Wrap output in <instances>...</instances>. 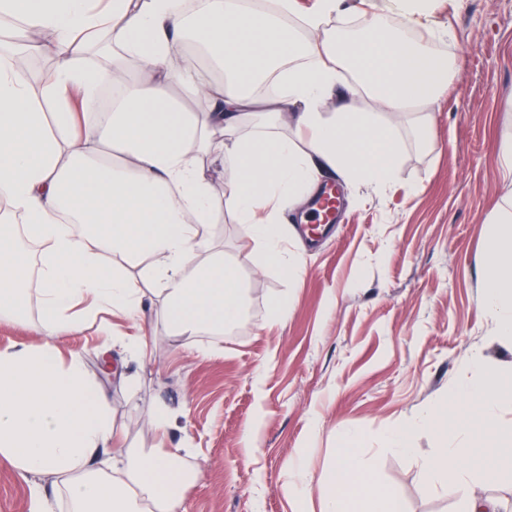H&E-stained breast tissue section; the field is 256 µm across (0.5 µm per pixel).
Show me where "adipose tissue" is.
Listing matches in <instances>:
<instances>
[{"instance_id":"adipose-tissue-1","label":"adipose tissue","mask_w":512,"mask_h":512,"mask_svg":"<svg viewBox=\"0 0 512 512\" xmlns=\"http://www.w3.org/2000/svg\"><path fill=\"white\" fill-rule=\"evenodd\" d=\"M107 13L89 0H0V21L22 22L21 37L53 36L51 75L33 88L16 44L0 41V319L25 305L19 291L38 278L37 346L0 349V457L29 482L30 512H52L42 483L64 492L68 512H177L181 478L175 448L115 447L108 399L80 354L62 355L55 339L107 313L139 318L143 300L124 266L145 260L171 335L223 333L243 312L238 269L206 228L232 216L265 263L288 273L298 256L282 254V212L302 209L324 174L383 190L396 179L400 142L374 112L331 102L344 73L354 72L375 105L427 139L428 107L448 84V66L414 44L406 29L432 0H393L368 25L343 39L327 20L357 13L355 0H318L301 13L281 0L278 14L238 0H201L188 24L174 0H109ZM301 17L298 39L283 16ZM107 30L135 63L108 112H74L70 93L94 103L109 70L82 64L81 35ZM145 34V52L134 49ZM192 38L210 55L178 53ZM311 65L296 64L298 54ZM273 92L259 95V80ZM205 99L195 113L182 96ZM231 162L225 192L209 178ZM482 305L497 335H512V234L484 248ZM469 383L449 401H470L478 423L461 443L422 461L434 485H467L486 475L492 451L512 462V432L491 417L512 400V373L471 365ZM322 512H402L362 457L357 433L343 436L336 463L314 480Z\"/></svg>"}]
</instances>
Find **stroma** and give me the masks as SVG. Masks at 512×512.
<instances>
[{
  "label": "stroma",
  "instance_id": "stroma-1",
  "mask_svg": "<svg viewBox=\"0 0 512 512\" xmlns=\"http://www.w3.org/2000/svg\"><path fill=\"white\" fill-rule=\"evenodd\" d=\"M413 35L448 62L429 141L419 147L398 128L400 168L385 190L340 183L330 233L314 246L288 238L302 255L297 276L262 263L228 216L210 231L245 283L236 327L171 336L154 307L135 321L102 314L56 339L82 355L128 444L181 449L179 512H320L314 491H289L288 462L319 473L348 431L361 435L369 469L404 512H461L470 495L512 512L507 471L462 489L430 484L421 468L441 446L438 427L472 423L467 400L448 404L472 360L512 367V338L496 336L480 304L484 244L504 230L494 207L512 198L496 158L499 138L512 132V0H433ZM276 300L287 302L288 318L271 326ZM142 334L151 357L128 360L123 342ZM107 342L112 375L99 366ZM160 403L176 413L163 432L152 419ZM425 415L433 427L414 436L417 455L388 448L391 430ZM29 510L28 484L1 459L0 512Z\"/></svg>",
  "mask_w": 512,
  "mask_h": 512
}]
</instances>
